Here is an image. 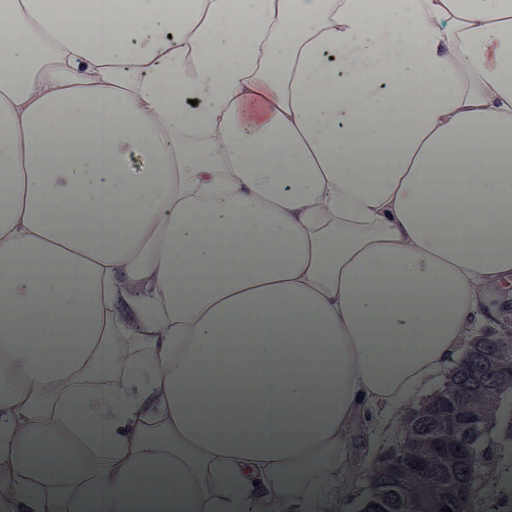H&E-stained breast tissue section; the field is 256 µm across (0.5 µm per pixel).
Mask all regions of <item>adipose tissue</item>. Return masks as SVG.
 <instances>
[{"label": "adipose tissue", "mask_w": 512, "mask_h": 512, "mask_svg": "<svg viewBox=\"0 0 512 512\" xmlns=\"http://www.w3.org/2000/svg\"><path fill=\"white\" fill-rule=\"evenodd\" d=\"M512 304V0H0V512H326Z\"/></svg>", "instance_id": "1"}]
</instances>
